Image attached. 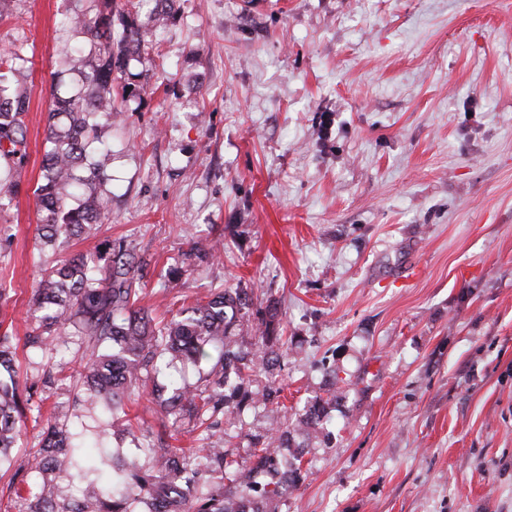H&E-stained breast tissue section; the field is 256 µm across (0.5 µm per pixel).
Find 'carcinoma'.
I'll return each instance as SVG.
<instances>
[{"label":"carcinoma","mask_w":512,"mask_h":512,"mask_svg":"<svg viewBox=\"0 0 512 512\" xmlns=\"http://www.w3.org/2000/svg\"><path fill=\"white\" fill-rule=\"evenodd\" d=\"M140 0H75L62 27L67 46L56 76H69L70 91L52 95L47 149L36 196L41 213L39 238L44 247L59 239L90 233L106 218L101 185L110 179L109 151L97 146L103 128L112 126L114 83L139 55L143 30L174 19L173 0H156L142 20L132 11ZM17 52L0 53V166L20 167L27 157L23 115L26 92L9 85L23 69ZM135 257L118 245L104 266L81 254L60 260L37 290L39 333L31 344L50 350L75 334L88 343L86 361L72 378L83 387L81 402L98 416L96 430L66 426L60 417L48 424L41 447L20 457L8 456L25 406L19 393L15 349L0 336V460L15 474L42 476L30 512H142L155 502L157 512H271L303 479V450L291 444L292 432L328 435L327 409L336 389L315 397L295 421L252 437L250 464L228 459L224 441L207 435L212 418L233 413L258 397L279 403L283 388L269 381L288 340L279 335L277 302L263 303L253 288H216L206 301L183 306L169 319L155 321L135 307ZM262 352L241 348L245 317ZM177 362L197 368L193 385L172 376L153 386L160 412L173 431L206 432L199 448H176L162 435L135 434L125 422L126 400ZM266 379L260 390L253 385ZM130 439L135 455L109 454L107 442ZM83 479V498L61 504L56 480Z\"/></svg>","instance_id":"cac0c4a2"}]
</instances>
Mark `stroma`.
<instances>
[{"mask_svg": "<svg viewBox=\"0 0 512 512\" xmlns=\"http://www.w3.org/2000/svg\"><path fill=\"white\" fill-rule=\"evenodd\" d=\"M72 0H0V52L26 59L28 154L0 173V334L41 399L17 449L72 408L71 337L29 347L61 258L122 242L139 306L242 284L293 337L276 382L302 410L336 391L329 441L298 432L307 477L279 512H512V0H177L103 137L110 215L41 249L40 181ZM223 240L213 264L191 245ZM282 411L215 431L245 461Z\"/></svg>", "mask_w": 512, "mask_h": 512, "instance_id": "1", "label": "stroma"}]
</instances>
